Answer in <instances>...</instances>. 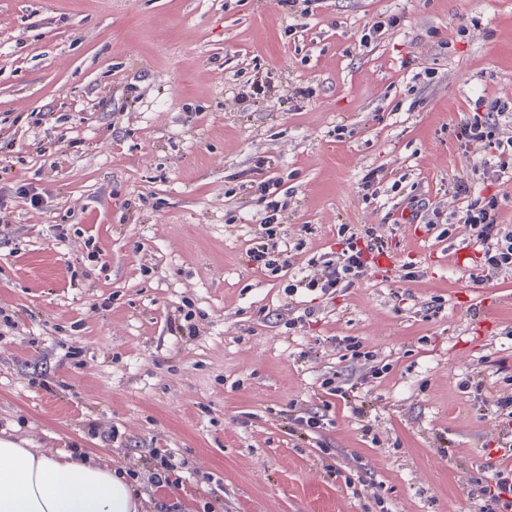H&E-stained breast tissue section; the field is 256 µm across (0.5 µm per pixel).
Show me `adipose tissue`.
Instances as JSON below:
<instances>
[{
	"label": "adipose tissue",
	"mask_w": 512,
	"mask_h": 512,
	"mask_svg": "<svg viewBox=\"0 0 512 512\" xmlns=\"http://www.w3.org/2000/svg\"><path fill=\"white\" fill-rule=\"evenodd\" d=\"M147 501L89 458L37 454L0 439V512H146Z\"/></svg>",
	"instance_id": "1"
}]
</instances>
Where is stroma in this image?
<instances>
[{
	"label": "stroma",
	"mask_w": 512,
	"mask_h": 512,
	"mask_svg": "<svg viewBox=\"0 0 512 512\" xmlns=\"http://www.w3.org/2000/svg\"><path fill=\"white\" fill-rule=\"evenodd\" d=\"M479 100L512 114V0H0V437L137 473L151 512H484L512 274L400 221L467 179L512 227V176L453 135ZM269 178L297 273L372 225L354 287L252 265ZM173 458L174 455H172L171 451L168 449L160 450L155 453L153 456V470L155 472L151 473V479L155 484H178L179 479L182 477L174 473L176 468L171 462ZM172 475H177V477L171 480Z\"/></svg>",
	"instance_id": "1"
}]
</instances>
